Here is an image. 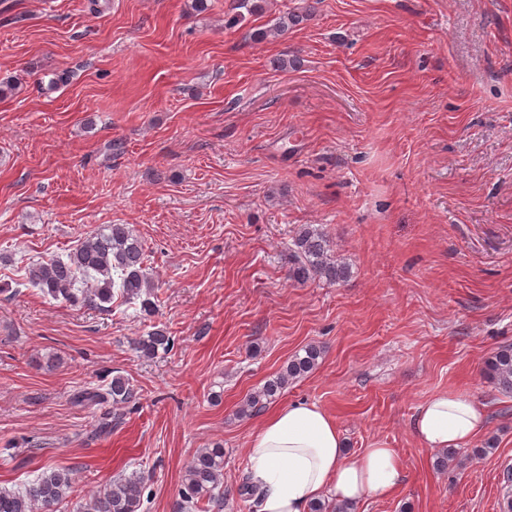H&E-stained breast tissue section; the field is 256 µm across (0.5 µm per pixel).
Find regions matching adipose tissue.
Instances as JSON below:
<instances>
[{
	"instance_id": "1",
	"label": "adipose tissue",
	"mask_w": 512,
	"mask_h": 512,
	"mask_svg": "<svg viewBox=\"0 0 512 512\" xmlns=\"http://www.w3.org/2000/svg\"><path fill=\"white\" fill-rule=\"evenodd\" d=\"M487 413L468 396L448 391L419 407L414 430L431 449L454 448L479 434ZM250 479L262 492L257 512H307L324 495L339 503L392 497L403 468L391 448L348 456L334 419L319 406L297 403L267 414L247 450Z\"/></svg>"
}]
</instances>
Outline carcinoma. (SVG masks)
I'll return each mask as SVG.
<instances>
[{"label":"carcinoma","instance_id":"1","mask_svg":"<svg viewBox=\"0 0 512 512\" xmlns=\"http://www.w3.org/2000/svg\"><path fill=\"white\" fill-rule=\"evenodd\" d=\"M305 15L286 12L276 18L272 27L256 33L257 40L276 37L303 22ZM291 266L288 278L297 283L315 279L339 282L347 278L348 267L335 259L329 241L319 229L306 225L292 239ZM142 243L128 224H109L85 237L67 259H50L28 268L29 282L45 296L65 303L81 304L90 309L108 311L119 294L127 300H138L141 312L154 311L151 292L154 284L144 264ZM174 345L173 337L162 330L150 332L136 342V349L145 357ZM321 349L309 345L303 353L293 355L285 368L252 393L240 412L247 414L264 402L271 401L288 383L319 365ZM484 373L505 393H512V344L499 347L485 362ZM136 400L128 379L117 374L105 386L77 392L73 402L83 408L95 409V433L108 435L112 423L119 421L112 409ZM74 484L69 470L49 468L16 490H0V512H57L70 496ZM180 509L195 512L205 501L214 510L224 509V448L216 444L201 448L185 470L182 480ZM147 479L132 474L105 485L91 494L83 512H139Z\"/></svg>","mask_w":512,"mask_h":512}]
</instances>
